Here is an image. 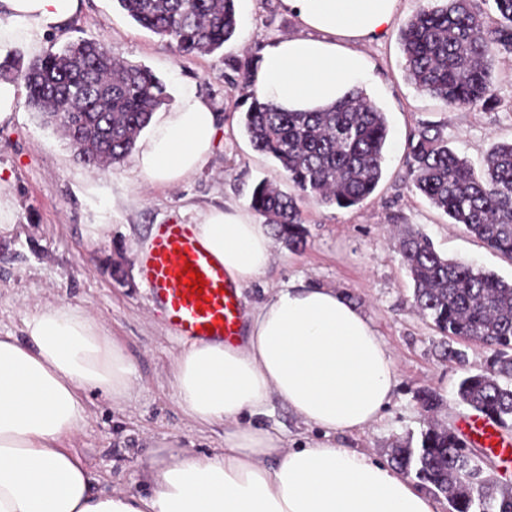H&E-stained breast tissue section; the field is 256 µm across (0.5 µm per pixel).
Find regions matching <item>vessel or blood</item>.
<instances>
[{"label": "vessel or blood", "instance_id": "1", "mask_svg": "<svg viewBox=\"0 0 512 512\" xmlns=\"http://www.w3.org/2000/svg\"><path fill=\"white\" fill-rule=\"evenodd\" d=\"M188 264L204 279L201 294L191 293L188 288L183 273ZM138 265L155 305L179 336L197 343H230L240 336L243 319L238 289L187 225H159L150 247L139 256ZM457 434L467 447L512 457V442L486 416L467 417Z\"/></svg>", "mask_w": 512, "mask_h": 512}]
</instances>
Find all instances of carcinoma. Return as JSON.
Returning <instances> with one entry per match:
<instances>
[{
  "mask_svg": "<svg viewBox=\"0 0 512 512\" xmlns=\"http://www.w3.org/2000/svg\"><path fill=\"white\" fill-rule=\"evenodd\" d=\"M494 13L477 0H427L403 24L399 40L407 79L453 108H477L495 93L492 61L512 53V0H492ZM139 26L175 44L182 56L220 51L237 28L235 0H117ZM251 68L239 72L248 107L244 133L254 149L273 158L295 194L258 184L251 207L288 248L307 243L298 199L351 208L368 199L383 174L389 126L385 113L360 88L320 112H283L250 90ZM0 78L21 81L26 105L73 138L87 123L96 132L78 153L89 169L131 156L140 134L168 99L164 83L147 67L112 57L101 40L80 39L22 69L11 55ZM413 186L451 223L512 260V141L498 142L475 170L448 146V133L424 124L408 143ZM401 261L414 282L416 308L442 336L443 359L465 362L448 339L482 344L488 367L466 373L459 400L502 427L512 425V282L472 264L441 256L420 231L399 241ZM404 476L447 499L448 512H512V487L475 472L471 451L449 427L428 423L417 443L390 448Z\"/></svg>",
  "mask_w": 512,
  "mask_h": 512,
  "instance_id": "cac0c4a2",
  "label": "carcinoma"
}]
</instances>
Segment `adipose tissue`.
Segmentation results:
<instances>
[{"mask_svg": "<svg viewBox=\"0 0 512 512\" xmlns=\"http://www.w3.org/2000/svg\"><path fill=\"white\" fill-rule=\"evenodd\" d=\"M297 34L275 40L252 71L259 98L287 111L336 103L366 84L365 43L395 24L400 0H281ZM79 0H0L9 17L0 45H38L78 11ZM216 116L180 97L136 157L149 183L176 185L210 155ZM192 233L234 283L249 286L270 265V225L244 210H212ZM130 364L95 316L41 308L24 335H0V512H440L397 470L331 436L372 427L392 401L397 374L372 321L336 290L289 283L256 304L231 345L192 343L177 356L174 385L184 412L224 426V447L198 456L161 447L147 459L144 492L97 487L66 442L85 417V392L125 402ZM280 401L325 441L285 448L260 426Z\"/></svg>", "mask_w": 512, "mask_h": 512, "instance_id": "1", "label": "adipose tissue"}]
</instances>
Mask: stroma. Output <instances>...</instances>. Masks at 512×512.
Listing matches in <instances>:
<instances>
[{
    "label": "stroma",
    "mask_w": 512,
    "mask_h": 512,
    "mask_svg": "<svg viewBox=\"0 0 512 512\" xmlns=\"http://www.w3.org/2000/svg\"><path fill=\"white\" fill-rule=\"evenodd\" d=\"M238 25L223 50L179 56L126 15L116 0H80L78 13L42 37L41 53L80 38L104 41L113 55L148 67L166 85L170 101L195 92L217 114L212 153L180 184L147 182L134 159L89 170L79 163L61 132L42 124L18 90L12 117L0 123V188L14 201V231L0 236V334H21L24 317L47 305L65 304L98 317L129 358V399L112 406L99 391L88 392L87 413L68 442L103 490L136 494L142 470L155 447L171 446L205 455L222 446L224 428L204 426L179 406L173 382L175 358L184 339L165 322L142 279L137 257L158 225L196 224L213 208L249 209L255 185L266 181L283 192L292 186L276 161L253 149L235 104L243 90L224 61L261 56L273 40L295 34L293 17L280 0H235ZM372 80L366 92L385 112L390 137L383 175L362 205L341 209L316 199L300 201L308 232L305 249L276 242L267 272L242 291L251 307L288 281L336 289L363 309L391 352L397 387L382 418L357 435H340L338 446L387 458L395 441L418 438L428 418L456 426L469 406L456 398L465 372L485 368L488 352L453 341L465 365L439 359V338L413 304V282L400 261L397 232L426 234L444 256L467 261L512 281V262L479 239L450 224L415 190L407 174V146L424 123L445 126L448 141L473 166L493 143L512 139V54L496 56V99L488 107L454 109L418 91L405 77L399 31L391 29L368 45ZM436 392L442 405L427 416L417 393ZM264 424L280 430L289 448L322 440L280 402H272Z\"/></svg>",
    "instance_id": "obj_1"
}]
</instances>
